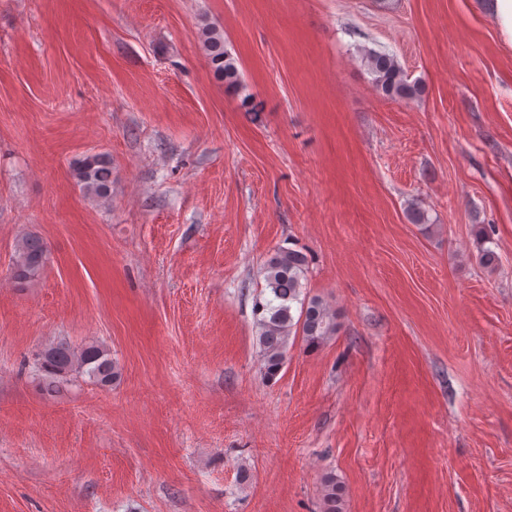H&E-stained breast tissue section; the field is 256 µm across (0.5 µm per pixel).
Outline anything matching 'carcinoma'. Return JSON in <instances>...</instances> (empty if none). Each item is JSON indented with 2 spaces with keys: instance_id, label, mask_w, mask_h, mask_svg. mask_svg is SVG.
I'll list each match as a JSON object with an SVG mask.
<instances>
[{
  "instance_id": "cac0c4a2",
  "label": "carcinoma",
  "mask_w": 512,
  "mask_h": 512,
  "mask_svg": "<svg viewBox=\"0 0 512 512\" xmlns=\"http://www.w3.org/2000/svg\"><path fill=\"white\" fill-rule=\"evenodd\" d=\"M210 62L215 72L231 86L240 85L234 58L224 51L222 35L212 27L203 28ZM364 64L376 89L393 100H413L422 96L424 86L408 81L395 55L380 50L365 51ZM74 178L87 193L108 198L112 190V165L102 154L81 160L73 170ZM48 261L46 243L37 235L28 234L18 240L13 259V276L25 284L40 275ZM307 269L306 256L293 249H278L264 268L265 289L256 296L253 314L259 327L258 342L263 375L274 379L283 368L291 336H301L314 348L336 333V315L322 300L301 297ZM35 368L48 381L46 391L74 376L87 375L96 384L110 387L120 378V367L101 344L90 343L80 350L65 340L50 344L35 358ZM323 512H341L342 487L336 476L323 479Z\"/></svg>"
}]
</instances>
